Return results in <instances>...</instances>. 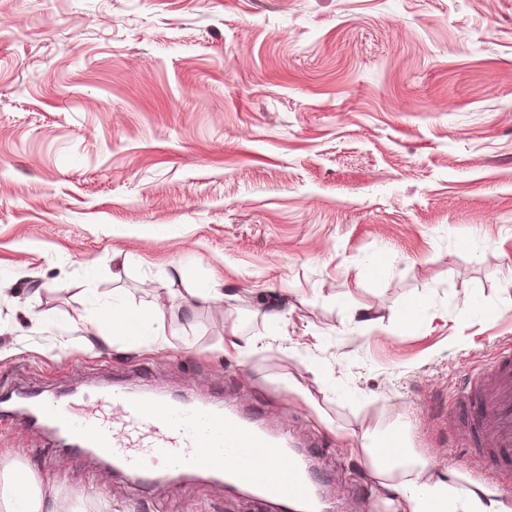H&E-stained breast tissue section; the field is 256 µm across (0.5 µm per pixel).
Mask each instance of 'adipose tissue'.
I'll use <instances>...</instances> for the list:
<instances>
[{"label":"adipose tissue","mask_w":512,"mask_h":512,"mask_svg":"<svg viewBox=\"0 0 512 512\" xmlns=\"http://www.w3.org/2000/svg\"><path fill=\"white\" fill-rule=\"evenodd\" d=\"M162 320L160 308L132 311L116 297L96 311L88 329L96 334L109 331L133 344L152 343L157 339L154 328ZM382 443L381 437L363 434L358 453L381 478L389 479L394 472H401L395 490L403 512H512L503 502L490 499L485 487L461 495L445 481L434 478L419 481L414 472L426 470L427 461L407 450L398 459L387 460L381 455ZM0 512H72V509L63 502L48 501L35 474L15 463L0 465Z\"/></svg>","instance_id":"1"}]
</instances>
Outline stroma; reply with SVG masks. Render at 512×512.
<instances>
[{
	"mask_svg": "<svg viewBox=\"0 0 512 512\" xmlns=\"http://www.w3.org/2000/svg\"><path fill=\"white\" fill-rule=\"evenodd\" d=\"M0 284V393L232 409L316 447L340 512H397L353 447L404 423L430 475L512 494L448 423L512 344V0H0ZM115 294L161 306L164 344H77ZM0 461L81 512H149L9 413ZM152 498L269 512L207 479Z\"/></svg>",
	"mask_w": 512,
	"mask_h": 512,
	"instance_id": "1",
	"label": "stroma"
}]
</instances>
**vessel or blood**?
Masks as SVG:
<instances>
[{"label": "vessel or blood", "instance_id": "vessel-or-blood-1", "mask_svg": "<svg viewBox=\"0 0 512 512\" xmlns=\"http://www.w3.org/2000/svg\"><path fill=\"white\" fill-rule=\"evenodd\" d=\"M23 427L90 454L136 482L209 474L225 485L247 486L280 512L310 505L312 476L265 429L223 408L195 405L115 385L80 395H31ZM448 419L472 439L482 470L512 471V349L497 355L457 394Z\"/></svg>", "mask_w": 512, "mask_h": 512}]
</instances>
